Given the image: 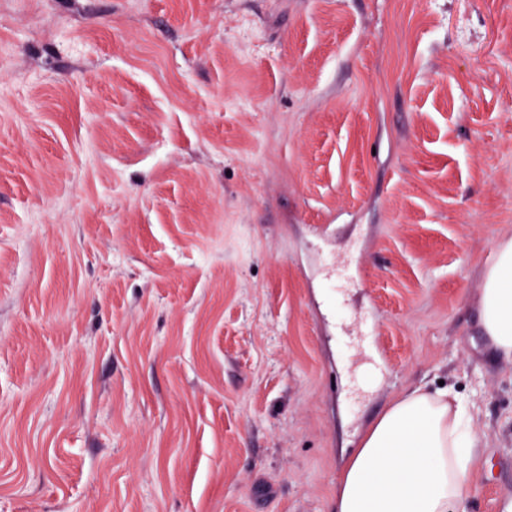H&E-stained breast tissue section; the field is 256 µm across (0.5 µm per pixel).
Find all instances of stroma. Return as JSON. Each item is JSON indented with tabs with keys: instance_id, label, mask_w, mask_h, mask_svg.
Wrapping results in <instances>:
<instances>
[{
	"instance_id": "obj_1",
	"label": "stroma",
	"mask_w": 512,
	"mask_h": 512,
	"mask_svg": "<svg viewBox=\"0 0 512 512\" xmlns=\"http://www.w3.org/2000/svg\"><path fill=\"white\" fill-rule=\"evenodd\" d=\"M507 238L512 0H0V512H331L442 385L498 512ZM482 280L481 328L500 357L512 362V238L499 243Z\"/></svg>"
}]
</instances>
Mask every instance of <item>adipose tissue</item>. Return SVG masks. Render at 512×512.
Returning <instances> with one entry per match:
<instances>
[{"label": "adipose tissue", "instance_id": "ef3b65f1", "mask_svg": "<svg viewBox=\"0 0 512 512\" xmlns=\"http://www.w3.org/2000/svg\"><path fill=\"white\" fill-rule=\"evenodd\" d=\"M479 311L485 336L512 362V238L483 273ZM471 408L451 389L402 392L361 437L336 481L332 512H459L483 446Z\"/></svg>", "mask_w": 512, "mask_h": 512}]
</instances>
